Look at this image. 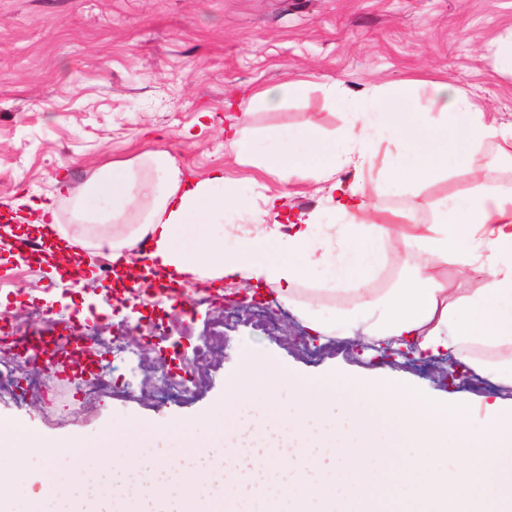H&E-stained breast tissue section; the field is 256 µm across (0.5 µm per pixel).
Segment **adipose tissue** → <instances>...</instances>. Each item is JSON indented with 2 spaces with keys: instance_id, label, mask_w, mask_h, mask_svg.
<instances>
[{
  "instance_id": "adipose-tissue-1",
  "label": "adipose tissue",
  "mask_w": 512,
  "mask_h": 512,
  "mask_svg": "<svg viewBox=\"0 0 512 512\" xmlns=\"http://www.w3.org/2000/svg\"><path fill=\"white\" fill-rule=\"evenodd\" d=\"M430 100L449 123H437L417 109L410 95H364L350 100L351 122L344 147L305 125L258 168L284 184L312 177L330 182V210L339 224L322 227L314 217L281 224H236L233 247L209 234L208 224L225 210L277 213L280 199L245 200L217 170L204 179L185 175L164 150L99 168L87 181L88 197L109 209L111 223L98 225L93 249L115 269L139 264L177 287L227 280L242 286L275 285L281 302L293 308L308 333L362 338L377 347L405 349L418 359L447 356L451 365L493 375L512 388V193L491 188L492 173L472 170V151L500 140L502 162L512 165V122L503 123L475 106L462 90L433 84ZM400 142L397 154L381 155L383 144ZM376 173V193L407 191L454 171L471 175L479 192L441 197L439 219L417 224L394 212L385 224L364 221L367 202L359 186L344 187L345 168ZM162 174L161 186L144 171ZM131 225L117 236L113 227ZM275 257H267L266 248ZM407 267L398 288H373L378 270ZM344 287L352 305L330 311L301 303L299 283L310 274ZM479 276L481 288L455 295L449 275Z\"/></svg>"
}]
</instances>
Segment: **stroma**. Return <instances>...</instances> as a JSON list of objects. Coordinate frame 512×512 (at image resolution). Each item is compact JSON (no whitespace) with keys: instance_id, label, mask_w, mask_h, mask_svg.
<instances>
[{"instance_id":"obj_1","label":"stroma","mask_w":512,"mask_h":512,"mask_svg":"<svg viewBox=\"0 0 512 512\" xmlns=\"http://www.w3.org/2000/svg\"><path fill=\"white\" fill-rule=\"evenodd\" d=\"M511 31L512 0H0V222L14 231L0 248V333L56 335L73 317L85 335L108 341L118 333L141 349L99 358L83 385L62 384L53 371L30 377L22 396L1 393L0 422L31 429L44 445L0 448V473L23 470L38 487L47 461L71 467L51 445L78 438L94 447L103 432L130 422L146 433L207 428L235 377L260 357L309 381L334 371L383 376L442 400L465 399L474 412L511 401L512 389L491 377L449 379L444 357L376 362L350 339L312 341L269 286L250 307L227 310L219 283L177 297L118 288L102 275L86 286L78 273L22 258L19 246L23 227L39 217L34 203L49 201L75 241L73 262L92 257L91 227L68 196L56 195L55 180L79 187L103 165L156 149L202 179L223 169L246 197L283 194L288 217L339 223L326 207L329 183L286 188L257 171L273 149L268 132L310 122L337 140L347 99L405 91L424 108L432 82L450 83L512 122V74L495 70L492 57ZM299 82L306 92L278 110L255 97ZM241 117L249 137L243 164L224 152V129ZM473 186L452 173L412 195L370 193L368 217L380 224L408 208L415 222L430 224L438 198ZM101 374L111 389L87 393ZM171 374L185 386H170ZM47 383L71 414L51 411Z\"/></svg>"}]
</instances>
